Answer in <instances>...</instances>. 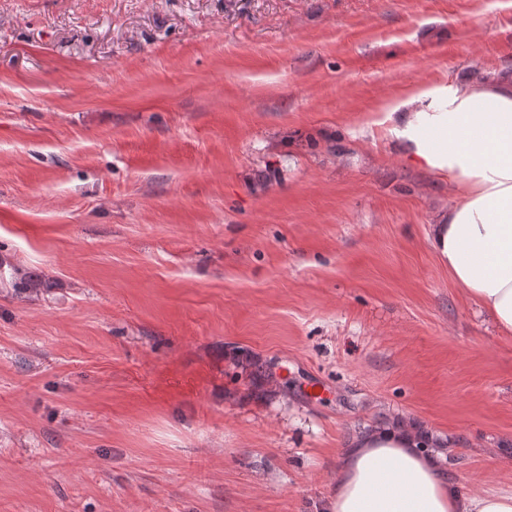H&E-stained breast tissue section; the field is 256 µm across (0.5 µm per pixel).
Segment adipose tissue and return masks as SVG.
Masks as SVG:
<instances>
[{
	"instance_id": "adipose-tissue-1",
	"label": "adipose tissue",
	"mask_w": 512,
	"mask_h": 512,
	"mask_svg": "<svg viewBox=\"0 0 512 512\" xmlns=\"http://www.w3.org/2000/svg\"><path fill=\"white\" fill-rule=\"evenodd\" d=\"M400 107L413 157L447 174L454 202L432 227L440 263L512 335V80L418 89ZM326 512H512V493L461 495L405 426L356 438Z\"/></svg>"
}]
</instances>
